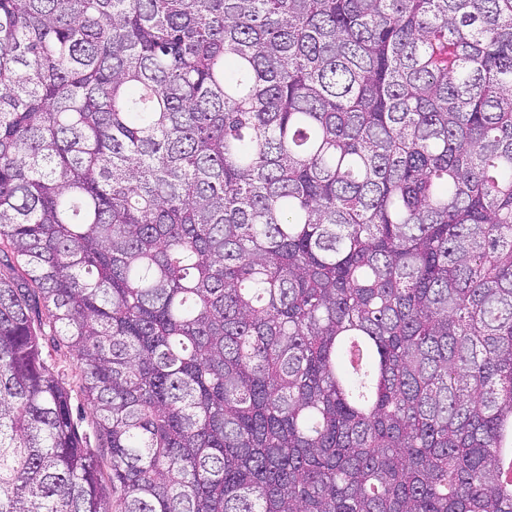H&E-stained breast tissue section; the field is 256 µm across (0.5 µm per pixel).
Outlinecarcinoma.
I'll list each match as a JSON object with an SVG mask.
<instances>
[{
	"label": "carcinoma",
	"mask_w": 512,
	"mask_h": 512,
	"mask_svg": "<svg viewBox=\"0 0 512 512\" xmlns=\"http://www.w3.org/2000/svg\"><path fill=\"white\" fill-rule=\"evenodd\" d=\"M4 250L0 512H512V0H0ZM42 336L43 357L65 386L71 396L73 417L78 431L87 438L89 448H93L98 457L101 471L107 477L110 473V453L98 434L97 415L82 390V379L75 367L72 352L45 327Z\"/></svg>",
	"instance_id": "cac0c4a2"
}]
</instances>
